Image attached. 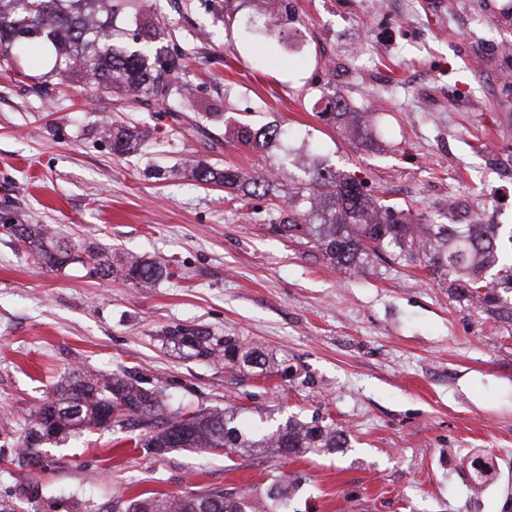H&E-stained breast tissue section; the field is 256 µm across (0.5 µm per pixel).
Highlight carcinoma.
Segmentation results:
<instances>
[{
	"instance_id": "carcinoma-1",
	"label": "carcinoma",
	"mask_w": 512,
	"mask_h": 512,
	"mask_svg": "<svg viewBox=\"0 0 512 512\" xmlns=\"http://www.w3.org/2000/svg\"><path fill=\"white\" fill-rule=\"evenodd\" d=\"M61 0H0V63L9 66V51L37 37L56 44L59 74L67 79L82 75L92 88L111 90L137 101L141 92L166 97L179 67L171 57L163 68L164 49L148 43L130 50L116 47L112 28L92 16L61 10ZM273 8L254 16L245 29L247 38L281 39L294 23L288 0H267ZM118 154L136 151L150 135L135 127L102 124ZM232 136L245 145H278L291 139L288 130L267 124L254 130L242 126ZM197 181L226 188L262 186L270 175L249 173L236 167L215 171L205 164L193 167ZM306 182L288 199V210L275 209L274 220L289 237L303 236L312 248L338 269L363 270L381 254L399 263L417 264L451 284L462 298L497 313L512 323V225L422 224L408 209L378 197L367 196L353 177L321 164L304 170ZM3 231L22 244L43 269L60 270L80 263L95 277L118 279L134 288H152L167 275L160 261L131 256L112 260V252L99 244H78L57 238L42 224H4ZM166 342L194 358H222L279 368L282 362L256 347L245 346L237 336H216L210 331L181 325L164 333ZM129 427L140 429L129 443L152 454L173 448L231 450L259 448L284 457H306L347 447L343 432L316 417L309 422L289 418L269 428L247 423L233 408L180 414L167 410L164 393L145 388L127 372L102 376L79 370L45 399L34 414V423L16 452L17 461L32 470L43 469L39 447L45 440L66 439L84 428ZM493 467L480 457L469 462L471 486L491 480ZM289 486L280 484L258 499L235 498L224 491L192 492L180 497L116 500L100 512H286Z\"/></svg>"
}]
</instances>
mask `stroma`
<instances>
[{"label": "stroma", "mask_w": 512, "mask_h": 512, "mask_svg": "<svg viewBox=\"0 0 512 512\" xmlns=\"http://www.w3.org/2000/svg\"><path fill=\"white\" fill-rule=\"evenodd\" d=\"M290 3L295 22L273 45L243 37L258 0H155L136 15L94 0L126 42L161 32L180 64L163 104L61 80L51 45L12 50L0 70V224L132 250L170 275L141 290L78 264L46 270L0 231V415L22 438L68 373L125 370L170 409L319 415L347 447L156 458L90 428L44 443V471L0 462V495L18 512H98L146 492L261 497L278 479L294 487L289 512H512V327L417 265L334 269L276 231L269 197L199 184L190 169L270 168L288 199L303 174L281 164L283 148L227 133L279 123L310 161L424 223L512 224V0ZM330 100L372 113L370 140L322 121ZM106 120L152 135L119 155L99 134ZM179 324L240 336L288 373L186 357L161 338ZM475 453L496 462L476 492L463 468Z\"/></svg>", "instance_id": "obj_1"}]
</instances>
